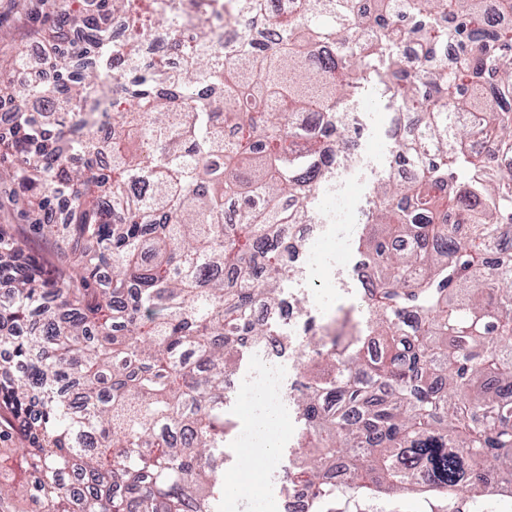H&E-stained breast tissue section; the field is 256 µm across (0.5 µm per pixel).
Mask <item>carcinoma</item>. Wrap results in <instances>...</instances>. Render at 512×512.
<instances>
[{"instance_id":"carcinoma-1","label":"carcinoma","mask_w":512,"mask_h":512,"mask_svg":"<svg viewBox=\"0 0 512 512\" xmlns=\"http://www.w3.org/2000/svg\"><path fill=\"white\" fill-rule=\"evenodd\" d=\"M53 6L50 31L82 38L31 89L11 79L27 55L0 60V99L17 102L0 182L42 234L68 200L61 224L85 250L61 238L48 267L0 224V425L25 422L23 447L0 448V512H211L224 498V377L279 333V283L303 249L289 230L320 223L329 144L369 86L419 120L358 238L364 321L306 329L288 495L330 512L422 482L474 505L486 476L512 485V254L494 244L512 225V166L496 162L512 157V0L494 25L484 0ZM155 19L173 65L142 53ZM90 87L112 101L102 129Z\"/></svg>"}]
</instances>
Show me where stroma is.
Returning a JSON list of instances; mask_svg holds the SVG:
<instances>
[{"label": "stroma", "instance_id": "1", "mask_svg": "<svg viewBox=\"0 0 512 512\" xmlns=\"http://www.w3.org/2000/svg\"><path fill=\"white\" fill-rule=\"evenodd\" d=\"M52 22L44 0H0V58L7 59L20 51L43 45L42 33ZM359 135L354 159L342 174L343 187L334 196L321 198L328 223H335L337 210H346L350 224L343 234L344 249H351L362 226L361 212L376 181L389 167L396 150L394 127L396 115L378 109L374 94H367L356 114ZM17 225L32 252L46 263H54L56 240L37 233L20 215L18 205L0 204V223ZM306 254L298 275L284 280L282 296L298 302L304 315L327 322L340 317L343 311L359 308V280L353 258H343L335 266L325 265L312 257L313 243H306ZM303 352H289L277 361L281 382L278 411L286 417L287 429L274 432V457L261 469L264 493L245 488L236 497L225 499L220 512H275V503L283 493L285 469L293 444L300 432L293 397L302 381Z\"/></svg>", "mask_w": 512, "mask_h": 512}]
</instances>
